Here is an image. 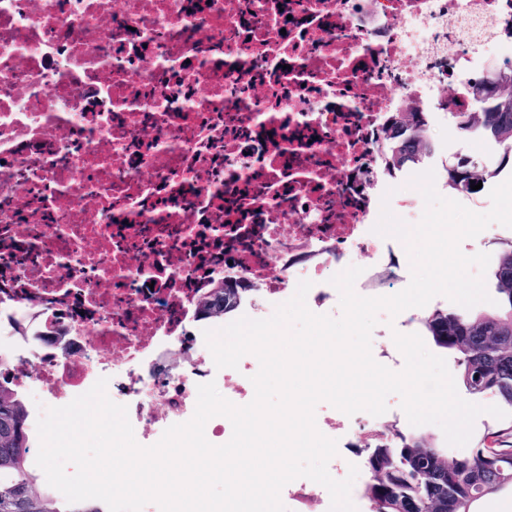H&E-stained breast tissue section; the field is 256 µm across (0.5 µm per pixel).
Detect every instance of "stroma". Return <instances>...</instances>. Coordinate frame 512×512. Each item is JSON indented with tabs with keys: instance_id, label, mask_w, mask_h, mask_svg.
<instances>
[{
	"instance_id": "stroma-1",
	"label": "stroma",
	"mask_w": 512,
	"mask_h": 512,
	"mask_svg": "<svg viewBox=\"0 0 512 512\" xmlns=\"http://www.w3.org/2000/svg\"><path fill=\"white\" fill-rule=\"evenodd\" d=\"M429 138L433 149L425 162L426 168L435 173V188L444 197L456 200L472 211L478 213L487 212L491 207L488 196L489 188L495 187L511 174L501 172L499 176L488 179L486 190L476 194H467L450 189L448 186L447 170L454 165L459 157L469 156L482 161H494L495 156L490 144L483 139L469 140L442 112H432L428 115ZM391 255L384 261L375 262L363 254L355 255L352 259L354 265L370 269L373 276V285L362 289V296H390L403 290L409 283L411 272L410 262L404 244L399 239H392ZM422 309L410 308L401 312L396 317H389L387 312H380L378 323L371 335V350L373 357H386L393 370H401L404 366V358L397 349L394 341V333L413 334L420 333L418 323L423 314ZM388 410L383 415L369 421H361L359 415L346 417L343 425L336 429V438L340 443V452L349 463L359 466L360 472L354 482L351 497L358 512H370L367 501L362 496V486L368 479L367 471H364L363 448L372 441V436L378 431L399 432L405 435L418 433L429 435L435 445L442 449L448 459H460L471 454L474 446L488 432L504 427V420L488 414L480 415L474 424L473 433L467 446L453 447L447 444L442 430L433 424H425L418 427L412 426L400 404L399 396L392 395L387 399Z\"/></svg>"
}]
</instances>
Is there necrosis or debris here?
Here are the masks:
<instances>
[{
    "label": "necrosis or debris",
    "instance_id": "necrosis-or-debris-1",
    "mask_svg": "<svg viewBox=\"0 0 512 512\" xmlns=\"http://www.w3.org/2000/svg\"><path fill=\"white\" fill-rule=\"evenodd\" d=\"M507 41L512 0H0V368L47 407L107 378L143 446L191 419L198 385L249 403L257 358L216 368L186 334L209 273L234 255L263 319L300 281L319 300L352 251L383 260L387 113L440 111L445 81L465 101ZM182 340L198 366L163 372Z\"/></svg>",
    "mask_w": 512,
    "mask_h": 512
}]
</instances>
